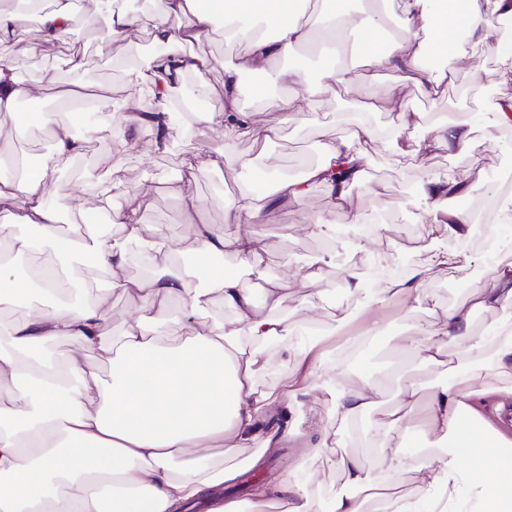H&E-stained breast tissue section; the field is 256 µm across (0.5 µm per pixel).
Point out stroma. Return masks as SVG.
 <instances>
[{
    "label": "stroma",
    "mask_w": 512,
    "mask_h": 512,
    "mask_svg": "<svg viewBox=\"0 0 512 512\" xmlns=\"http://www.w3.org/2000/svg\"><path fill=\"white\" fill-rule=\"evenodd\" d=\"M100 36L99 28L87 22L70 31L67 37L45 44L39 27H24L20 32L22 43L40 46L36 55L16 62L15 76L19 84L30 90L28 102L39 105L45 112L58 111L59 95L54 86L40 83L48 73L55 76L57 84L89 90L97 97L150 103L146 87L130 82L127 76L129 68L144 70L149 65L150 58L143 52L146 34L130 31L107 52L99 49ZM199 49L213 60V68L205 77L206 94L201 99L202 109L209 110L223 102L224 39L211 34L200 43ZM76 51L85 58L79 70L69 64L71 54ZM481 64L480 76H473L466 63L453 76L459 88L467 92L464 99L446 93L431 96L414 86L403 91L408 108L425 115L420 126L408 130L411 142L430 141L433 121L450 113L474 124V147L453 153L423 150L400 159L383 139L367 140L364 148L372 165L365 180L352 188L353 206L363 212L365 221L346 226L335 222L322 235L313 233L308 223L310 216L329 206L322 187L317 184H309L303 200L282 203L260 223L245 225L228 218L225 200L247 190L253 193L258 205H265L269 175L301 173L315 164L323 143L350 129L359 111L358 101L395 86V73L379 72L375 81L362 84L353 95L333 86L313 99L301 101L300 112L269 143L221 129L200 127L191 133L187 128L174 127L169 131L172 142L169 152L155 151L152 135L146 130L121 147L117 144L120 121L101 122L92 107L83 116L77 109L68 110V117L76 121L77 131L86 134L84 155L48 181L45 189L48 205H56L59 189H67L74 208L94 202L97 237L113 236L117 228L109 219L124 203L122 188L150 186L151 204L142 212L140 221L148 228L166 226L177 244L172 256L175 265L195 270L202 280L221 272L241 275L248 269L232 253L206 262L194 253L191 228L172 194L188 154L221 150L235 157V164L207 173L191 189L204 204L205 221L217 232L229 237L247 232L256 238L258 259L250 270L261 283L251 291L254 302L264 305L265 281L276 280L284 290L282 312L292 328L288 335L264 343V360L256 372L259 387L280 388L287 351L318 341L327 348H347V357L336 360L332 369L344 387L360 389L370 384L376 388L374 405L362 416L360 430L355 433L336 417L330 401L313 390L311 378H304L297 385L295 395L284 399L280 411L257 426L261 437L270 427L292 425V438L266 449L259 437L241 449V457L252 458V466L234 481L215 489L214 497L242 499L278 482L293 460L304 453L307 442L317 431L325 434L332 454L358 457L368 477L382 480V462L368 447L364 431L394 410L402 385L416 383L427 394L445 383L442 367L429 364L423 355L400 347L399 334L408 324L438 326L449 310L465 299L470 287L487 283L488 258L499 250L512 249V228L494 234L483 227L475 228L468 239L457 244L459 250L470 256V263L451 272L435 274L416 298L382 301L377 294L386 280L404 278L421 262L427 249L442 243L436 225L423 215L417 193L420 176L428 173L443 178L455 174L466 178L468 194L462 206L480 211L488 190L498 186V175L505 161L512 159V128H501L491 121L495 103L503 96H512V84L499 81L500 71L512 67V54L485 53ZM106 155L112 158V176L108 179L101 177L99 169V161ZM353 272L366 283V290H348L345 281ZM346 313L352 314L355 321L343 328L338 319ZM293 478L310 484L325 502L345 483L340 468L329 467L322 457L310 460Z\"/></svg>",
    "instance_id": "35a3bbf8"
}]
</instances>
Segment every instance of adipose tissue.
I'll return each mask as SVG.
<instances>
[{
	"mask_svg": "<svg viewBox=\"0 0 512 512\" xmlns=\"http://www.w3.org/2000/svg\"><path fill=\"white\" fill-rule=\"evenodd\" d=\"M302 0H155L146 12L131 15L115 8L113 0H87L86 13L103 30L101 49L129 31L145 32L156 51L146 70L132 71V81L145 85L154 102L146 110L140 102L99 99V108L121 113L131 126L153 130V147L164 152L171 144V127L193 122L223 128L258 140H271L278 127L256 128L250 112L240 103L246 74L276 73L285 92L273 103L281 120H288L300 94L336 85L356 92L360 77L345 66L320 69L313 85H306L300 70L278 69L279 61L299 53L315 37L333 40L345 28L359 30V47L376 69L396 73L399 82L410 83L427 93H438L464 59L454 37L464 32L472 44L486 40L484 13L512 16V0H485L476 10L473 0H399L404 33L390 37L383 16L364 10L353 17L347 0H320V10L302 17ZM426 38L412 35L414 26ZM444 31L450 43L444 54L436 53L429 33ZM219 32L225 38L245 41V49L224 68V102L219 109L177 114L168 106V95L184 75L204 77L212 67L201 54H185L181 48ZM382 43L379 52L371 51ZM364 114L395 112L397 124L384 129L385 138L398 156L414 154L404 141L409 128L422 124L421 113L407 110L394 91L360 101ZM47 131L52 149L40 165L16 180L0 181V305L18 304L17 322L0 328V512H184L199 501H208L207 512H318L309 489L288 479L251 497L233 501L209 500L213 489L235 476L223 465L226 457L248 447L255 422L276 409L275 392L259 390L255 373L263 356L262 341L287 335V318L276 315L283 293L276 283L265 290L269 313H261L238 275L222 273L196 284L191 272L169 262L174 242L167 229H144L139 212L149 206L147 192L128 194L124 208L111 221L120 234L107 241L76 239L73 251L90 255L109 277L104 287L71 304L60 289L52 267H44L43 296L19 305L22 294L12 280L14 259L35 250H57L55 226L70 195L61 192L57 206H48L45 184L67 169L85 147L70 120L54 112L34 116ZM374 129L364 119L353 123L349 134L323 145V156L304 180L273 177L267 186L271 198L299 200L305 182L319 184L331 201V213L344 223L358 224L361 213L351 203L354 184L364 180L370 158L363 147ZM223 152L197 154L185 160L186 175L174 193L187 220L192 223L195 252L212 258L231 252L242 262L256 258L258 247L249 235L226 237L211 225L195 223L202 209L191 185L199 176L227 164ZM350 167V177L338 181L330 172L337 164ZM462 186L454 177L423 174L418 194L425 212L445 239L443 247L429 251L423 261L401 280L388 281L382 293L411 297L431 276L452 271L468 260L455 249V241L471 235L476 218L455 207ZM135 242L151 258L152 267L139 279L121 277L127 245ZM489 283L471 287L466 301L449 311L444 323L423 331H409L404 344L434 365L443 363L452 344L468 346L470 358L448 366V380L422 396L413 385L399 390V410L377 422L372 439L387 465L389 476L410 470L421 479L411 494L394 497L379 494V512H512V439L486 422L474 402L486 394L512 396V319L504 318L482 337H474L473 314L478 310L512 308V255L494 256ZM142 304L138 316L115 340H107V306L115 289ZM222 301L231 322L206 321L213 301ZM180 302L184 314L164 318L171 302ZM59 339L77 341L82 350H108L112 378L100 383L80 357H70L65 376L44 361L23 367V354L42 349ZM309 348L290 355L284 378L296 383L298 368L311 360L312 371L323 379L318 392L327 394L334 413L356 419L373 403V387L348 390L326 374V360L310 359ZM419 414L432 452L419 462L405 457L401 423ZM480 448L470 469L460 465L462 449ZM346 490L334 496L327 512H367V500L359 496L367 479L358 459L341 458Z\"/></svg>",
	"mask_w": 512,
	"mask_h": 512,
	"instance_id": "ef3b65f1",
	"label": "adipose tissue"
}]
</instances>
